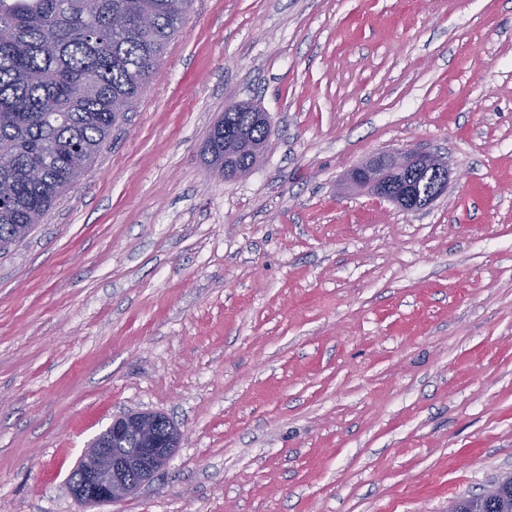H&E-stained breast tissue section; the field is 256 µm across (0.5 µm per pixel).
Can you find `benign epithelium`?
I'll list each match as a JSON object with an SVG mask.
<instances>
[{
  "label": "benign epithelium",
  "mask_w": 512,
  "mask_h": 512,
  "mask_svg": "<svg viewBox=\"0 0 512 512\" xmlns=\"http://www.w3.org/2000/svg\"><path fill=\"white\" fill-rule=\"evenodd\" d=\"M437 172L427 194L409 191L412 178ZM450 169L446 157L418 149L377 153L351 168L347 187L366 191L407 213H417L431 204L448 187ZM141 433L140 452L133 456L112 454V445L128 431ZM173 451L171 437L159 432L157 420L142 413H129L112 421L104 444H91L84 465L71 484L76 500L100 505L119 500L151 481Z\"/></svg>",
  "instance_id": "obj_1"
}]
</instances>
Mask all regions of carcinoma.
<instances>
[{"label": "carcinoma", "mask_w": 512, "mask_h": 512, "mask_svg": "<svg viewBox=\"0 0 512 512\" xmlns=\"http://www.w3.org/2000/svg\"><path fill=\"white\" fill-rule=\"evenodd\" d=\"M192 0H0V247L24 238L74 187L119 113L155 75ZM153 24L145 27L141 16ZM261 109L239 102L224 125L247 134L209 167L251 170L266 129ZM38 169L41 176L32 180Z\"/></svg>", "instance_id": "cac0c4a2"}]
</instances>
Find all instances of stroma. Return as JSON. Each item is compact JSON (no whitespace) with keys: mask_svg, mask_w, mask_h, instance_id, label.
Returning <instances> with one entry per match:
<instances>
[{"mask_svg":"<svg viewBox=\"0 0 512 512\" xmlns=\"http://www.w3.org/2000/svg\"><path fill=\"white\" fill-rule=\"evenodd\" d=\"M275 147L224 181L210 128ZM447 154L400 211L342 189ZM131 412L183 439L91 506ZM512 473V0H193L91 168L0 249V512H448ZM263 112L260 108L252 104L251 102H239L228 106L224 110V125L228 128L236 131H242L248 135L247 139L228 145L231 147L227 155L215 153L213 158L206 159L204 156V162L210 168L224 165L233 171L248 172L256 165V154L261 151V137H264L267 133L263 127V122L260 119V114ZM429 171L438 174L428 194L415 195L408 190L412 178ZM449 177L446 157L409 148L372 155L351 168L345 182L348 188L367 191L403 212L417 213L447 189ZM131 429L141 433V449L133 456L112 455ZM171 437L160 434L155 417L129 413L112 421L104 445L93 443L84 452V465L70 480L76 500L88 505L113 503L151 481L173 451Z\"/></svg>","mask_w":512,"mask_h":512,"instance_id":"1","label":"stroma"}]
</instances>
